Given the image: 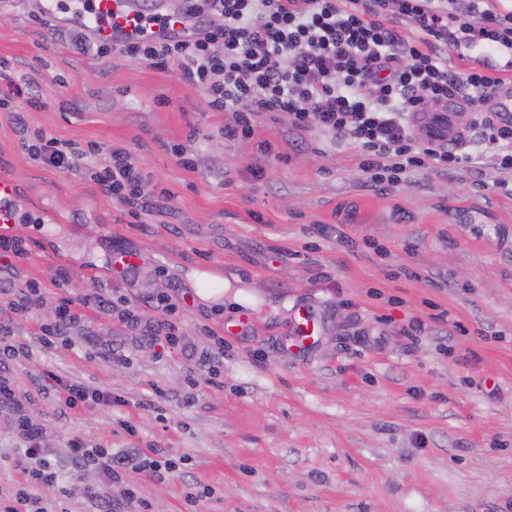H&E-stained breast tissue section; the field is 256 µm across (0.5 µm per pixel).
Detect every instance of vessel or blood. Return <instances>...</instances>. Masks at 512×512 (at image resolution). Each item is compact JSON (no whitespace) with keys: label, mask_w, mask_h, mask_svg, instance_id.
<instances>
[{"label":"vessel or blood","mask_w":512,"mask_h":512,"mask_svg":"<svg viewBox=\"0 0 512 512\" xmlns=\"http://www.w3.org/2000/svg\"><path fill=\"white\" fill-rule=\"evenodd\" d=\"M42 10L58 27L75 29L91 42L115 43L139 37L183 40L195 36L200 21L192 11L190 0H177L168 8L167 0H93L92 10H85L83 0H71L62 7L60 0H42ZM413 130L434 147L456 149L468 139L471 107L461 96L411 113ZM19 187L13 180L0 178V234L12 235L20 222L16 203Z\"/></svg>","instance_id":"vessel-or-blood-1"}]
</instances>
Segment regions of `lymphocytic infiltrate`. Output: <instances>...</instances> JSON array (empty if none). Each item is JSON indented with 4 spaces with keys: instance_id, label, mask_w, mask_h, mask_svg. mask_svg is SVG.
<instances>
[{
    "instance_id": "f902f5d3",
    "label": "lymphocytic infiltrate",
    "mask_w": 512,
    "mask_h": 512,
    "mask_svg": "<svg viewBox=\"0 0 512 512\" xmlns=\"http://www.w3.org/2000/svg\"><path fill=\"white\" fill-rule=\"evenodd\" d=\"M205 25L191 41L100 42L157 69L177 64L184 82L202 90L210 111L223 113L224 135L252 136L256 120L283 114L298 133L317 132L361 150L359 167L373 182L395 185L419 169L446 170L463 156L418 140L410 113L464 91L474 127L494 151V167L512 173V114L482 112L501 79L485 63L463 76L448 69L459 47L512 49V8L493 0H193ZM36 164L92 173L133 217L149 215L154 192L124 147L85 150L16 122ZM20 426L36 462L0 512H42L37 491L57 481L40 455V431Z\"/></svg>"
}]
</instances>
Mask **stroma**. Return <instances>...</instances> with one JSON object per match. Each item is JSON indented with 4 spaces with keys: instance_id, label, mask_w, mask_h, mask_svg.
I'll list each match as a JSON object with an SVG mask.
<instances>
[{
    "instance_id": "35a3bbf8",
    "label": "stroma",
    "mask_w": 512,
    "mask_h": 512,
    "mask_svg": "<svg viewBox=\"0 0 512 512\" xmlns=\"http://www.w3.org/2000/svg\"><path fill=\"white\" fill-rule=\"evenodd\" d=\"M37 11L32 0L0 9V91L36 79L0 109V177L17 182L27 217L11 286L38 284L45 299L8 320L26 352L0 375L57 471L40 491L46 512H107L129 486L149 512H190L193 495L201 512H512V195L483 146L454 170L375 186L357 145L297 136L281 115L224 138L223 113L176 65L97 57L32 21ZM18 115L84 148L131 149L156 187L152 216L139 222L91 178L34 164ZM343 221L358 248L311 231ZM117 251L138 254L133 276L110 277ZM60 270L69 287L54 285ZM92 287L111 306L79 307L42 346L59 301ZM163 292L179 306L176 335L123 322L135 307L166 326ZM301 311L316 329L307 342L287 332ZM62 380L117 402L66 408ZM77 438L116 457L160 448L172 467L129 464L112 482L78 469ZM25 449L0 410V498L23 482Z\"/></svg>"
}]
</instances>
